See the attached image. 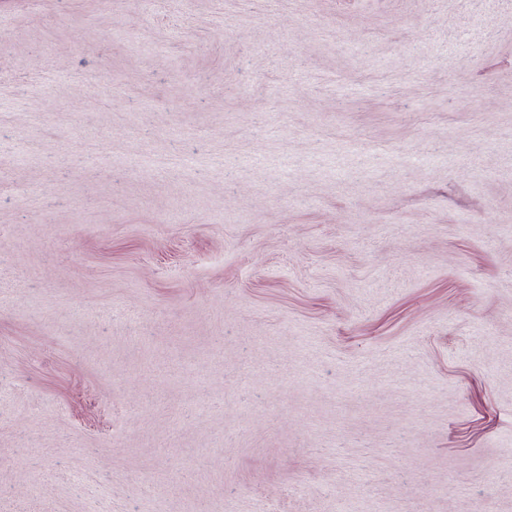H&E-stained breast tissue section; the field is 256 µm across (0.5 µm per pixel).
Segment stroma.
<instances>
[{
    "mask_svg": "<svg viewBox=\"0 0 512 512\" xmlns=\"http://www.w3.org/2000/svg\"><path fill=\"white\" fill-rule=\"evenodd\" d=\"M0 512H512V0H0Z\"/></svg>",
    "mask_w": 512,
    "mask_h": 512,
    "instance_id": "stroma-1",
    "label": "stroma"
}]
</instances>
